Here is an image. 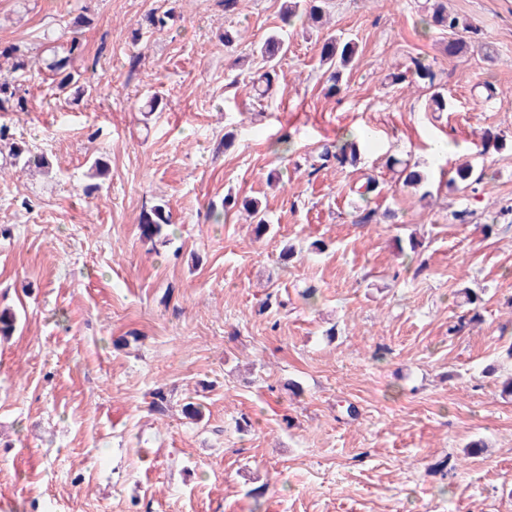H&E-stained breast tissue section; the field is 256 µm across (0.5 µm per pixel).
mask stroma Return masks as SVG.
Segmentation results:
<instances>
[{
    "mask_svg": "<svg viewBox=\"0 0 512 512\" xmlns=\"http://www.w3.org/2000/svg\"><path fill=\"white\" fill-rule=\"evenodd\" d=\"M281 3L0 0V50L41 64L76 39L75 68H96L91 90L27 82L26 111L0 112L49 162L0 153V309L19 318L0 340V512H512V226L483 230L512 207V0H448L494 63L449 59L421 24L429 0H330L320 34L287 29L260 100L231 63L285 29ZM150 13L170 20L134 48ZM333 35L359 45L335 95L318 64ZM416 57L447 111L390 82ZM363 130L359 167L308 175L306 154ZM487 130L503 147L478 194L439 189ZM391 155L428 173L430 203L396 190ZM97 158L109 172L88 195ZM367 173L383 190L365 203L351 187ZM229 192L266 205L267 236L242 211L209 217ZM159 203L173 223L149 242L138 218ZM365 205L396 222L355 223Z\"/></svg>",
    "mask_w": 512,
    "mask_h": 512,
    "instance_id": "stroma-1",
    "label": "stroma"
}]
</instances>
